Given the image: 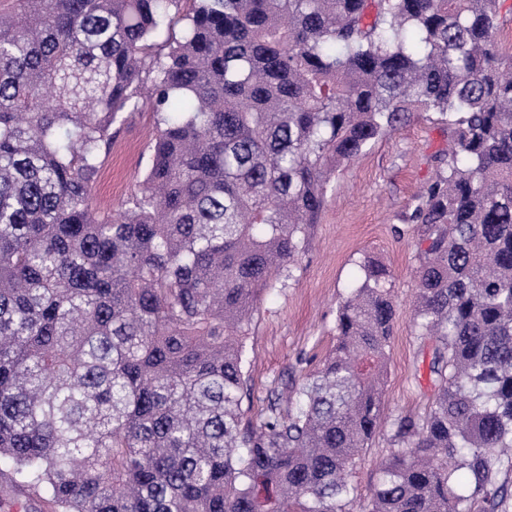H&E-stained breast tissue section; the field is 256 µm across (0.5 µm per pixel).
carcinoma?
Masks as SVG:
<instances>
[{
  "label": "carcinoma",
  "mask_w": 512,
  "mask_h": 512,
  "mask_svg": "<svg viewBox=\"0 0 512 512\" xmlns=\"http://www.w3.org/2000/svg\"><path fill=\"white\" fill-rule=\"evenodd\" d=\"M503 0H0V464L60 512H509L512 55ZM157 134L127 206L93 204L112 126ZM433 112L414 325L440 382L369 497L395 318L376 258L336 344L266 417L242 332L330 175Z\"/></svg>",
  "instance_id": "carcinoma-1"
}]
</instances>
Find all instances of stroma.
<instances>
[{
  "label": "stroma",
  "mask_w": 512,
  "mask_h": 512,
  "mask_svg": "<svg viewBox=\"0 0 512 512\" xmlns=\"http://www.w3.org/2000/svg\"><path fill=\"white\" fill-rule=\"evenodd\" d=\"M156 134L155 116L142 110L116 132L129 140L110 151L93 201L101 211L120 209L143 180ZM453 132L424 112L403 128L372 144L344 164L327 185V203L317 223L308 225L301 253L278 288L263 292L244 332V373L251 397L243 419L264 417L271 392L290 394L315 371L336 341L339 301L361 280L360 265L378 258L390 271L396 314L386 379L384 419L360 453L349 480L365 497L379 466L395 448L393 421L422 418L438 383L434 344L419 336L413 320L416 271L422 256L412 203L437 174L446 171ZM0 512H58L34 488L12 487L0 475Z\"/></svg>",
  "instance_id": "1"
}]
</instances>
